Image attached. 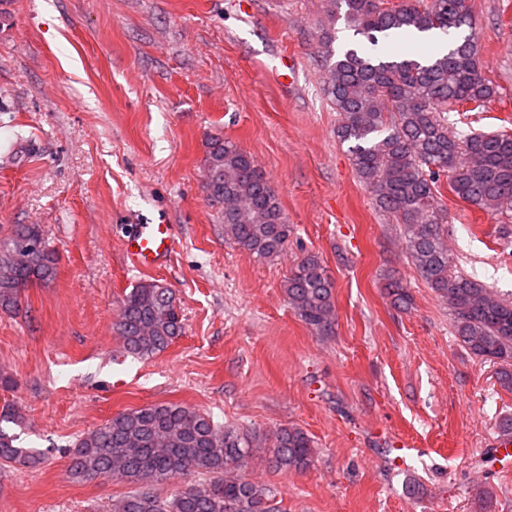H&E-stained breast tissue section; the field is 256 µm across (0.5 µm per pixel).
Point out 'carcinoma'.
Instances as JSON below:
<instances>
[{
  "mask_svg": "<svg viewBox=\"0 0 512 512\" xmlns=\"http://www.w3.org/2000/svg\"><path fill=\"white\" fill-rule=\"evenodd\" d=\"M344 20L358 48L336 50ZM325 71L321 91L338 112L336 138L349 144L356 174L377 208L404 227L405 250L421 279L453 316L454 337L473 357L497 366L500 388L512 392V301L468 276L448 249V213L438 206L442 182L468 205L496 215L512 210V135L464 133L450 126L452 112H484L497 96L481 72L480 45L465 0H409L383 8L377 0H323L317 21ZM408 33L453 39L445 54L400 52ZM206 197L220 207L224 234L261 260L280 256L292 228L275 191L254 158L237 143L213 136L207 143ZM22 241L32 248L20 261ZM57 256L36 224H16L0 237V310L22 291L53 280ZM334 281L315 255L302 258L284 284L288 303L320 335L334 323ZM386 291L406 308L410 295L390 277ZM116 331L126 353L148 359L183 332L172 292L142 282L123 299ZM0 427V460L35 465L41 454L15 445ZM268 455L281 472L308 468L315 442L298 427L270 435L221 426L177 403L149 404L113 416L77 440L73 479L117 477L135 489L112 512H279L273 488L248 477L252 459ZM209 476L202 484L191 480ZM180 479L167 498L155 487Z\"/></svg>",
  "mask_w": 512,
  "mask_h": 512,
  "instance_id": "obj_1",
  "label": "carcinoma"
}]
</instances>
